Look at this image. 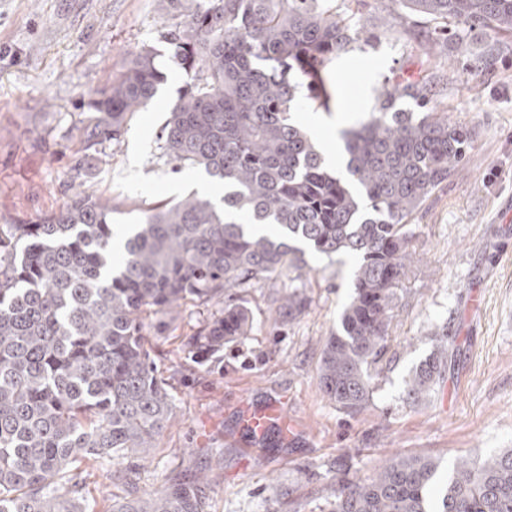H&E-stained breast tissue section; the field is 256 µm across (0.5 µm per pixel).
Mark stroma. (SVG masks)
I'll return each mask as SVG.
<instances>
[{
	"instance_id": "1",
	"label": "stroma",
	"mask_w": 512,
	"mask_h": 512,
	"mask_svg": "<svg viewBox=\"0 0 512 512\" xmlns=\"http://www.w3.org/2000/svg\"><path fill=\"white\" fill-rule=\"evenodd\" d=\"M362 18L377 40L334 61L330 110L305 105L298 121L336 143V113L363 119L372 90L400 71H418L428 28L392 0H367ZM170 15L156 0H0V225L34 219L67 201L78 183L112 200V222L133 224L147 208L199 191L201 175L173 171L159 134L182 79L159 45ZM157 47L167 76L135 112L119 144L81 158L90 93L131 53ZM438 110L473 129L470 159L417 213L412 263L393 309L392 359L367 406L351 414L323 396L325 340L349 302V267L309 257L308 309L281 321L287 278L260 282L244 297L249 336L200 361L187 341L201 308L181 307L178 329L148 335L172 383L174 420L140 474L151 493L201 467L220 465L207 512H320L337 469L368 479L395 456H431L443 469L461 457L512 448V42L473 33L448 46L437 72ZM447 328L455 356L436 394L407 401L404 381ZM278 404L293 441L242 430L243 407Z\"/></svg>"
}]
</instances>
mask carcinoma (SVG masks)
Here are the masks:
<instances>
[{"label": "carcinoma", "mask_w": 512, "mask_h": 512, "mask_svg": "<svg viewBox=\"0 0 512 512\" xmlns=\"http://www.w3.org/2000/svg\"><path fill=\"white\" fill-rule=\"evenodd\" d=\"M178 21L163 33L183 85L161 130L175 168L221 186L145 214L121 238L112 199L85 190L65 207L0 225V512H206L212 472L154 494L139 487L143 460L168 426L174 402L145 330L174 331L182 302L208 306L261 281L288 278L290 323L310 304L300 291L306 251L353 258V296L325 342L321 392L357 413L386 356L424 202L469 158L470 128L432 106V74L374 89L367 118L342 132L344 172L332 174L296 120L299 89L329 109L333 59L371 42L365 0H165ZM433 24L440 39L478 29L512 38V0H392ZM144 47L89 98L83 150L118 143L166 76ZM244 301H231L190 336L207 356L249 335ZM405 380L418 402L444 379L448 328ZM109 459L125 495L89 503L90 468ZM441 462L395 457L369 480L336 479L327 512H512V448L460 458L439 484Z\"/></svg>", "instance_id": "obj_1"}]
</instances>
